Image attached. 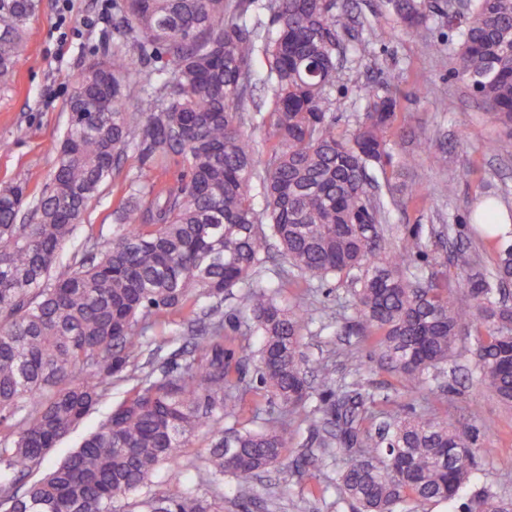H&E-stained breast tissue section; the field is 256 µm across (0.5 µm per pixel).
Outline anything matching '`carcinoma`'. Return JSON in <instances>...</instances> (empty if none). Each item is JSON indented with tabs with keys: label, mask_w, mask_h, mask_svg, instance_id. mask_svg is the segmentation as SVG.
<instances>
[{
	"label": "carcinoma",
	"mask_w": 512,
	"mask_h": 512,
	"mask_svg": "<svg viewBox=\"0 0 512 512\" xmlns=\"http://www.w3.org/2000/svg\"><path fill=\"white\" fill-rule=\"evenodd\" d=\"M254 5L112 0L114 49L76 79L49 181L31 198L32 176L22 169L0 189V428L10 431L0 443V475L13 476L0 484L3 512H223L224 473L248 481L294 466L288 428L297 419L316 422L299 357L308 314L253 286L238 296V309L261 336L260 391L277 406L256 405L260 428L224 427L250 386L219 318L197 330L183 364L145 373L76 451L24 482L142 355L149 325L240 287L273 247L306 282L357 273L356 326L405 382L422 381L454 355L460 336L484 328L476 368L512 409V307L496 299L512 281V243L504 234L490 238L498 255L492 279L460 256L471 306L447 281L414 284L409 271L425 254L423 238L417 231L386 249L372 193L379 173L389 192L411 202L422 196L402 180L415 157L393 152L398 97L369 89L355 129L337 130L331 91L343 24L336 0H266V29L247 22ZM386 5L412 40L428 42L422 0ZM37 8L38 0H0L1 85L21 62L24 28ZM451 73L512 131V0H470ZM259 82L271 85L270 98L255 96ZM247 112L262 114L258 139L243 131ZM130 149L154 177L118 201L111 242L88 234L80 261L59 268L88 204ZM315 374L348 450L337 471L343 496L362 512L459 499L475 463L469 430L427 410L369 412L354 391L336 388L327 365ZM201 430L211 437L208 497L188 488L180 463ZM162 465V490L145 491ZM464 512H512V498L478 493Z\"/></svg>",
	"instance_id": "cac0c4a2"
}]
</instances>
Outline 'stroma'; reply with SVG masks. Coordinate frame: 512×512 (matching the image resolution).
Returning a JSON list of instances; mask_svg holds the SVG:
<instances>
[{
	"label": "stroma",
	"mask_w": 512,
	"mask_h": 512,
	"mask_svg": "<svg viewBox=\"0 0 512 512\" xmlns=\"http://www.w3.org/2000/svg\"><path fill=\"white\" fill-rule=\"evenodd\" d=\"M427 2L431 32L424 45L404 34L381 0H336L340 6L352 4L353 20L341 34L346 49L344 81L333 97L337 126L344 131L353 128L363 112L366 87L389 83L401 103L398 150L416 151L415 137L423 133L431 137L432 150L446 154L448 163L443 169L431 166L423 154L409 171V180L424 190L420 200L408 203L384 196L385 245L397 248L412 231H421L426 254L414 261L413 273L425 280L443 277L458 285L463 272L454 260L456 250L476 259L485 273L495 271V246L471 217L476 204L489 196L497 199L503 214H512V137L485 113L467 86L450 75L448 40L464 26L466 9L452 13L446 0ZM111 32L112 0H39L26 32L22 62L12 82L0 87V188L10 183L18 168L26 167L32 173L29 193H40L69 122L67 103L74 80L89 59L111 48ZM445 97L453 100L452 110L441 109ZM466 166L474 168V175L458 181L453 196H439L438 184L456 179ZM137 172L134 158H127L121 173L107 179L90 201L83 223L102 240L111 239L118 230L115 203L126 194ZM287 268L281 256H274L254 282L275 290L284 305L308 310L310 320L300 347L307 367L327 364L337 383L354 384L365 396L387 397L394 411L427 407L450 423L473 429L478 449L470 492L484 490L512 497V411L500 406L475 373L476 335L460 337L455 362L438 379L400 385L354 324L353 311L347 306L349 278L310 285L289 274ZM236 308L233 296L218 306L206 300L193 320L207 321L214 312L223 316L234 344L248 350L242 369L246 382L254 386L260 338L236 325ZM185 343L180 326L156 325L144 335L143 355L159 365L179 359ZM130 387L127 381L109 386L96 410L48 452L29 473V480L40 478L73 451ZM322 405L320 392H313L310 406L317 411L316 424L298 421L289 430L288 454L298 465L288 475L268 472L248 483L225 475L221 487L224 512H352L350 502L336 488L342 445L332 443L326 454L317 451L328 419ZM209 444V434L200 431L182 453L188 485L198 495L210 490L205 476Z\"/></svg>",
	"instance_id": "stroma-1"
}]
</instances>
